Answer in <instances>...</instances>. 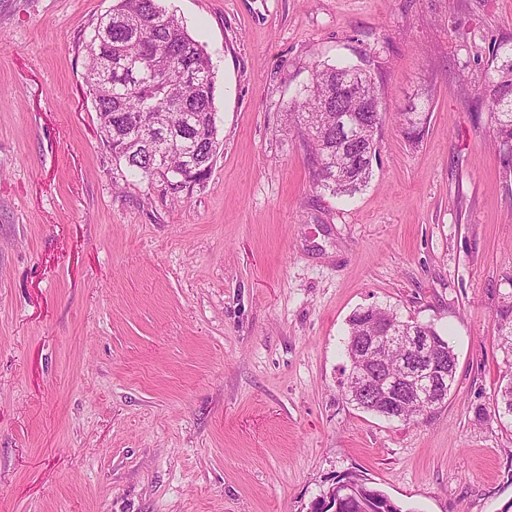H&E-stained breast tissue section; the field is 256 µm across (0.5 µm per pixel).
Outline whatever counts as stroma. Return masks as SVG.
Here are the masks:
<instances>
[{"label":"stroma","mask_w":512,"mask_h":512,"mask_svg":"<svg viewBox=\"0 0 512 512\" xmlns=\"http://www.w3.org/2000/svg\"><path fill=\"white\" fill-rule=\"evenodd\" d=\"M112 4L0 0V512H310L349 473L403 512H505L512 174L477 97L512 0H163L211 58L221 143L176 194L100 132L84 46ZM316 63L429 106L417 140L386 121L351 198L287 121ZM371 305L453 347L427 416L345 398Z\"/></svg>","instance_id":"obj_1"}]
</instances>
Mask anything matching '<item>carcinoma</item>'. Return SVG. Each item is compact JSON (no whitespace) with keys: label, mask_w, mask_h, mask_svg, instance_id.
Here are the masks:
<instances>
[{"label":"carcinoma","mask_w":512,"mask_h":512,"mask_svg":"<svg viewBox=\"0 0 512 512\" xmlns=\"http://www.w3.org/2000/svg\"><path fill=\"white\" fill-rule=\"evenodd\" d=\"M86 81L92 95L100 132L116 159L134 175L159 178L178 193L203 181L218 153L214 107L216 81L212 61L190 35L182 21L160 5V0H114L112 9L101 15L88 41ZM312 65L310 82L289 106L288 120L307 140L315 165L316 181L334 195L352 196L372 176L370 148L377 147L376 135L384 110L365 112L360 98L378 96L369 72H364L357 91L336 102V70ZM496 77L484 84L478 102L488 108L500 162L512 173V68L495 66ZM349 114L362 132V147L354 155L336 161V107ZM396 118L404 135L416 140L427 124V113L411 107ZM166 148L171 163L183 176L174 178L166 170L150 168L152 146ZM409 327L431 336L448 348V361H457L449 343L431 324L403 320L389 308L372 305L356 310L348 320L346 355L351 378L360 380L354 339L368 332L394 331ZM501 349L512 352V316L499 323ZM351 485L348 497H333L331 506L315 503L311 512H378L387 495L367 485L355 474L345 475Z\"/></svg>","instance_id":"cac0c4a2"}]
</instances>
